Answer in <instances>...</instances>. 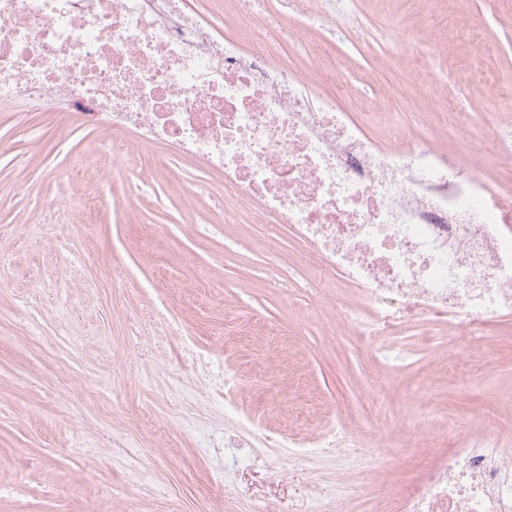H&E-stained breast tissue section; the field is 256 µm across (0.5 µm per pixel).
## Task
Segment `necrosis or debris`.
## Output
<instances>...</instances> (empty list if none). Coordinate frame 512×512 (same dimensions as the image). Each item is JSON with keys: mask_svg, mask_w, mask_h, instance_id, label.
Wrapping results in <instances>:
<instances>
[{"mask_svg": "<svg viewBox=\"0 0 512 512\" xmlns=\"http://www.w3.org/2000/svg\"><path fill=\"white\" fill-rule=\"evenodd\" d=\"M300 37L266 0H243L235 34L198 0H0V103L25 104L11 120L26 127L66 101L129 167L160 146L156 164L222 176L225 208L255 204L359 286L365 308L345 319L397 370L430 342H403L411 323L452 316L472 334L512 310V189L492 191L408 126L386 142L368 134L293 67ZM222 442L296 455V441L239 425ZM381 512H512V448L484 430Z\"/></svg>", "mask_w": 512, "mask_h": 512, "instance_id": "4bbe7bcc", "label": "necrosis or debris"}]
</instances>
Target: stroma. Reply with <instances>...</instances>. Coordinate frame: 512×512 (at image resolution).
<instances>
[{
	"instance_id": "obj_1",
	"label": "stroma",
	"mask_w": 512,
	"mask_h": 512,
	"mask_svg": "<svg viewBox=\"0 0 512 512\" xmlns=\"http://www.w3.org/2000/svg\"><path fill=\"white\" fill-rule=\"evenodd\" d=\"M361 32L336 45L331 67L353 78L349 109L363 120L384 95L438 82L462 102L463 126L503 120L512 91V0H358ZM438 13L469 20L476 41L432 28ZM403 38L422 70L391 63ZM42 139L14 127L0 103V249L16 269L38 266L37 284L18 279L0 292V512H289L299 482L270 481L248 448H211L229 422L204 405L190 419L162 386L195 382L178 339L160 336L153 309L196 346L239 372L236 401L273 433L304 441L342 426L359 431L354 458L299 456L280 470L326 474V512H344L345 493L376 473L412 476L428 461L479 436L485 418L512 441V312L489 321L478 342L454 320L417 322L409 336H433L414 362L387 371L347 330L341 313L362 307L356 285L324 277L290 229L256 221L252 206L221 210L220 176L180 165L182 188L167 172L143 169L141 189L112 187L105 220L86 226L74 211L59 238L41 204L74 199L112 171V157L66 177L103 134L68 107ZM98 257L84 264V255ZM137 427L141 448L119 460L112 446Z\"/></svg>"
}]
</instances>
